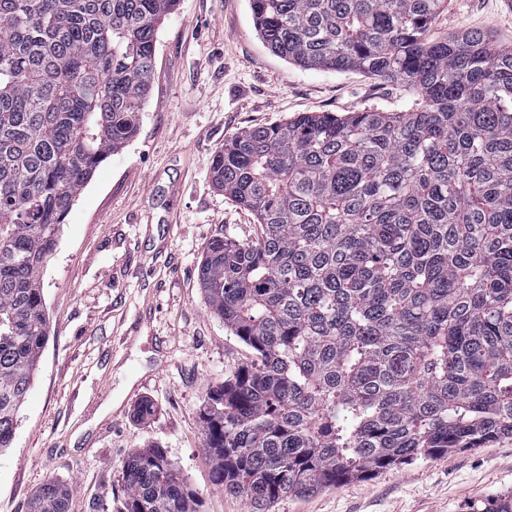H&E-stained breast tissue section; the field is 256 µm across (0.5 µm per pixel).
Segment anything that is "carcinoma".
Listing matches in <instances>:
<instances>
[{
    "label": "carcinoma",
    "instance_id": "obj_1",
    "mask_svg": "<svg viewBox=\"0 0 512 512\" xmlns=\"http://www.w3.org/2000/svg\"><path fill=\"white\" fill-rule=\"evenodd\" d=\"M177 0H0V452L50 335L45 263L83 188L135 137ZM445 0H250L303 68L416 92L397 111L303 113L211 161L260 237L216 236L210 309L255 360L207 393L212 485L272 512L381 470L512 437V45L430 38ZM125 512H201L159 448ZM46 480L29 512H68ZM473 512H512V494Z\"/></svg>",
    "mask_w": 512,
    "mask_h": 512
}]
</instances>
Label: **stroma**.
<instances>
[{"label":"stroma","instance_id":"35a3bbf8","mask_svg":"<svg viewBox=\"0 0 512 512\" xmlns=\"http://www.w3.org/2000/svg\"><path fill=\"white\" fill-rule=\"evenodd\" d=\"M465 29L511 43L512 0H447L431 33ZM408 95L360 72L285 61L261 40L249 0H178L158 27L139 129L78 196L43 270L51 332L14 445L0 454V512H28L50 478L69 485V512H124L125 463L156 447L202 512H246L210 482L201 408L253 352L209 308L198 266L214 236L250 242L260 227L215 188L211 160L246 127L390 111ZM509 492L511 438L287 497L272 512H471Z\"/></svg>","mask_w":512,"mask_h":512}]
</instances>
